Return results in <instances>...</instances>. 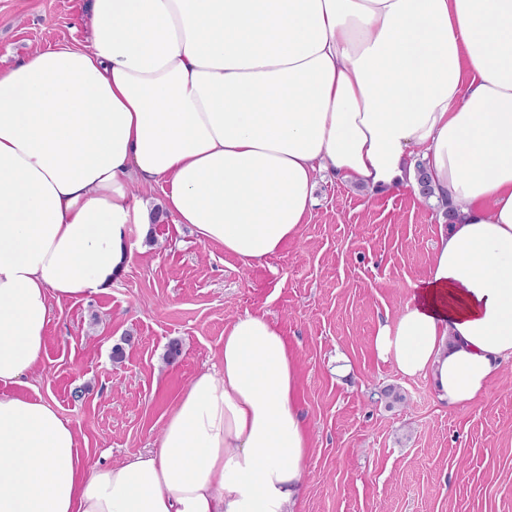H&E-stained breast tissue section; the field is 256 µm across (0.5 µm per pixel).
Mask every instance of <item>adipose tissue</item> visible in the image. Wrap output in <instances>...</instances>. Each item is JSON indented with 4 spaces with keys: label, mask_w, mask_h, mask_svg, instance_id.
<instances>
[{
    "label": "adipose tissue",
    "mask_w": 512,
    "mask_h": 512,
    "mask_svg": "<svg viewBox=\"0 0 512 512\" xmlns=\"http://www.w3.org/2000/svg\"><path fill=\"white\" fill-rule=\"evenodd\" d=\"M88 45L0 69V385L42 362L53 303L108 287L151 222L263 261L317 170L457 208L374 338L456 408L512 360V0H91ZM157 449L91 467L46 400L0 394V512H296L312 444L265 316L224 328Z\"/></svg>",
    "instance_id": "adipose-tissue-1"
}]
</instances>
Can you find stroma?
<instances>
[{
  "label": "stroma",
  "mask_w": 512,
  "mask_h": 512,
  "mask_svg": "<svg viewBox=\"0 0 512 512\" xmlns=\"http://www.w3.org/2000/svg\"><path fill=\"white\" fill-rule=\"evenodd\" d=\"M88 2L0 0V67L85 41ZM316 180L308 224L259 264L200 243L175 217L149 225L110 288L53 307L42 367L9 394L49 401L88 465L117 462L156 449L188 381L217 368L227 322L260 314L299 360L312 441L299 512H512V362L484 399L450 409L373 346L427 272L439 204L410 183Z\"/></svg>",
  "instance_id": "1"
}]
</instances>
